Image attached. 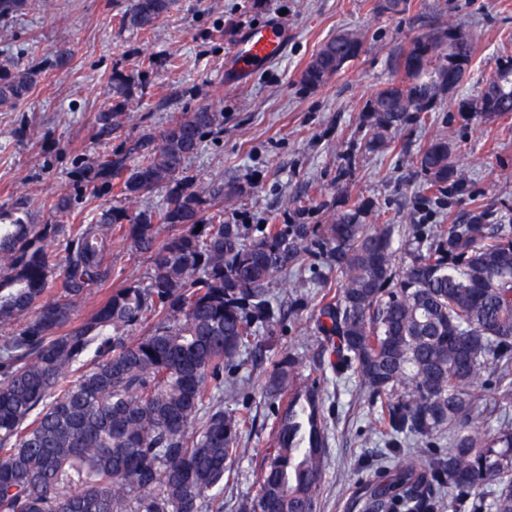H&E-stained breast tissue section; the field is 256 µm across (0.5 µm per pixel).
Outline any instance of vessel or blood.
Returning <instances> with one entry per match:
<instances>
[{"instance_id":"obj_1","label":"vessel or blood","mask_w":512,"mask_h":512,"mask_svg":"<svg viewBox=\"0 0 512 512\" xmlns=\"http://www.w3.org/2000/svg\"><path fill=\"white\" fill-rule=\"evenodd\" d=\"M286 39L285 29L273 20L248 30L233 53L229 80L236 83L250 80L261 68L281 55Z\"/></svg>"}]
</instances>
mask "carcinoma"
I'll return each mask as SVG.
<instances>
[{
    "label": "carcinoma",
    "instance_id": "carcinoma-1",
    "mask_svg": "<svg viewBox=\"0 0 512 512\" xmlns=\"http://www.w3.org/2000/svg\"><path fill=\"white\" fill-rule=\"evenodd\" d=\"M176 0H133L123 25L147 30ZM453 26L436 24L392 60L393 78L367 104L366 149L438 98L439 76L468 73L471 39L448 46ZM354 32L327 40L302 83L324 84L356 59ZM42 69L0 62V104L24 100ZM124 84L95 116L99 137L120 130ZM479 111L512 112V58L486 81ZM224 113L202 106L99 158L83 172L93 193L132 200L165 191L156 210L130 214L96 206L86 224H36L22 206L0 207V512H224V489L248 418L223 407L237 391L241 358L263 355L281 308L278 275L327 256L341 275L316 301L322 351L336 376L354 380L373 410L370 432L413 446L409 458L369 481L364 512H512V224L478 208L461 222L413 234L409 262L394 265L400 224H362L338 215L315 233L305 224L268 225L249 238L224 223L233 190L194 189L187 162ZM454 145L435 138L416 155L427 189L459 181ZM201 230H196V227ZM170 235L159 240L161 228ZM151 261L148 281L112 287V235ZM107 292L73 322L74 304ZM137 336L132 337L130 333ZM300 360L284 352L265 373L272 439L262 449L255 496L238 512H316L327 422ZM482 383L486 393L472 392ZM451 434L448 451L439 449Z\"/></svg>",
    "mask_w": 512,
    "mask_h": 512
}]
</instances>
